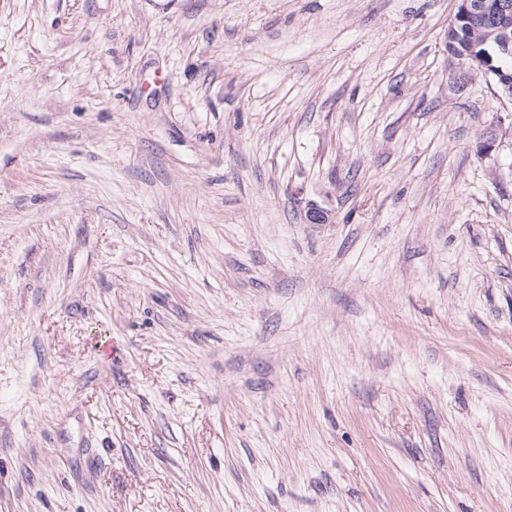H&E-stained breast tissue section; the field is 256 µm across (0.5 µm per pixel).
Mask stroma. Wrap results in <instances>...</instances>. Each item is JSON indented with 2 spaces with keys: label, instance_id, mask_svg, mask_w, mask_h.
Segmentation results:
<instances>
[{
  "label": "stroma",
  "instance_id": "stroma-1",
  "mask_svg": "<svg viewBox=\"0 0 512 512\" xmlns=\"http://www.w3.org/2000/svg\"><path fill=\"white\" fill-rule=\"evenodd\" d=\"M456 9L0 0V512H512V101ZM466 25L467 32L464 30L460 31V38L453 46L448 47V52L452 56L459 58L460 56H467L469 53L478 54L486 51L493 58L494 65L499 68L493 66L491 59L485 60L470 57L465 61L462 60L464 67L455 74V84L457 88L463 89L476 73H481L486 77L494 75L498 86H500L498 92L501 93V96L509 98L512 101V56L500 54L491 44L481 45L480 37L471 29L470 24Z\"/></svg>",
  "mask_w": 512,
  "mask_h": 512
}]
</instances>
